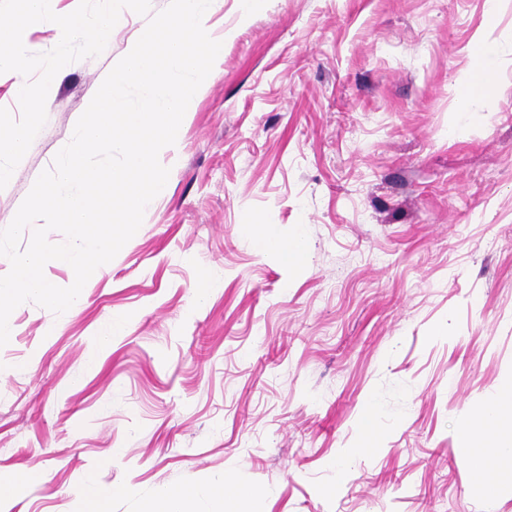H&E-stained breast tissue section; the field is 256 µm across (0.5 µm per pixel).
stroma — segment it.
Instances as JSON below:
<instances>
[{"label":"stroma","mask_w":512,"mask_h":512,"mask_svg":"<svg viewBox=\"0 0 512 512\" xmlns=\"http://www.w3.org/2000/svg\"><path fill=\"white\" fill-rule=\"evenodd\" d=\"M146 23L55 76L0 229ZM208 29L167 193L80 305L10 316L0 473L40 479L0 512H78L87 477L112 512L222 478L268 512H512V457L487 498L458 437L512 383V0H222ZM297 235L288 241H281L272 237H263L259 241L260 252L265 255L288 259V263L298 266L302 261L303 245Z\"/></svg>","instance_id":"35a3bbf8"}]
</instances>
